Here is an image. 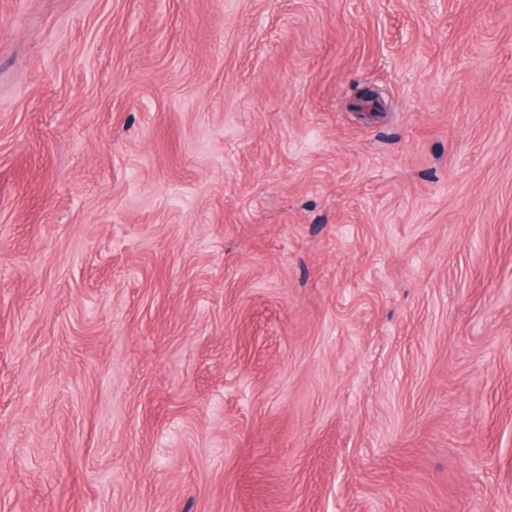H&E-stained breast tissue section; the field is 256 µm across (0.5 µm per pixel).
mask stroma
<instances>
[{"mask_svg":"<svg viewBox=\"0 0 512 512\" xmlns=\"http://www.w3.org/2000/svg\"><path fill=\"white\" fill-rule=\"evenodd\" d=\"M0 512H512V0H0Z\"/></svg>","mask_w":512,"mask_h":512,"instance_id":"obj_1","label":"stroma"}]
</instances>
